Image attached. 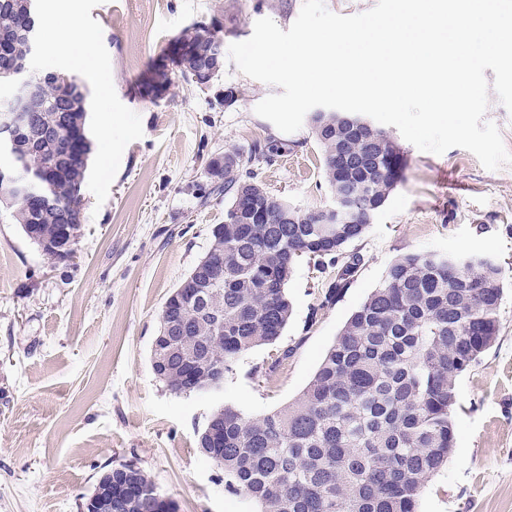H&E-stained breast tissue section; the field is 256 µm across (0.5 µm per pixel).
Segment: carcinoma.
<instances>
[{
  "label": "carcinoma",
  "instance_id": "1",
  "mask_svg": "<svg viewBox=\"0 0 512 512\" xmlns=\"http://www.w3.org/2000/svg\"><path fill=\"white\" fill-rule=\"evenodd\" d=\"M39 0H0V80L12 81L30 103L44 137L29 130L0 143L1 170L18 169L33 185L30 200L14 199L0 180V217L18 224L51 260L64 261L58 239L76 242L83 223L80 193L91 158L86 131L88 87L70 77L37 79L25 66L39 28ZM185 46L207 51L224 39L187 28ZM158 68L150 81L205 85L218 76L216 59L194 56ZM343 113L309 116L323 156L334 206L350 198L355 215L321 223L322 211L303 214L270 195L242 158L211 161L212 193L224 196V223L211 231L209 250L191 270L224 267V286L184 310L167 297L160 323L189 321L193 332L171 337L163 382L184 392L190 372L233 371L246 351L275 343L292 313L286 288L294 269L314 262L336 269L332 291L346 286L360 263L348 247L373 223L403 180V151L382 128H353ZM283 146L257 142L249 161H272ZM262 208L255 224L246 201ZM503 274L492 260L462 252L418 251L395 258L382 281L352 312L314 376L293 402L246 418L232 406L212 414L198 448L219 459L227 486L243 492L257 512H418L428 479L454 445L456 382L495 343L500 331ZM155 486L138 468L112 469V512H154Z\"/></svg>",
  "mask_w": 512,
  "mask_h": 512
}]
</instances>
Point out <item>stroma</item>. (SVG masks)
<instances>
[{
  "label": "stroma",
  "instance_id": "1",
  "mask_svg": "<svg viewBox=\"0 0 512 512\" xmlns=\"http://www.w3.org/2000/svg\"><path fill=\"white\" fill-rule=\"evenodd\" d=\"M303 0H72L91 29L85 220L75 256L48 262L19 225L0 222V512H80L109 467L148 473L176 512H256L197 446L221 406L254 417L305 389L351 313L410 251H461L498 263L505 289L495 344L456 385L455 448L426 483L419 512H512V165L485 169L471 152L419 151L393 132L404 178L351 249L355 275L330 295L335 270L300 264L279 341L242 355L220 393H173L154 374L162 306L224 221L207 163L284 145L252 171L302 212L331 206L309 125L286 134L254 112L276 86L225 62L201 88L142 92L148 69L188 27L247 40L257 20L289 29ZM235 99L225 102L224 91Z\"/></svg>",
  "mask_w": 512,
  "mask_h": 512
}]
</instances>
